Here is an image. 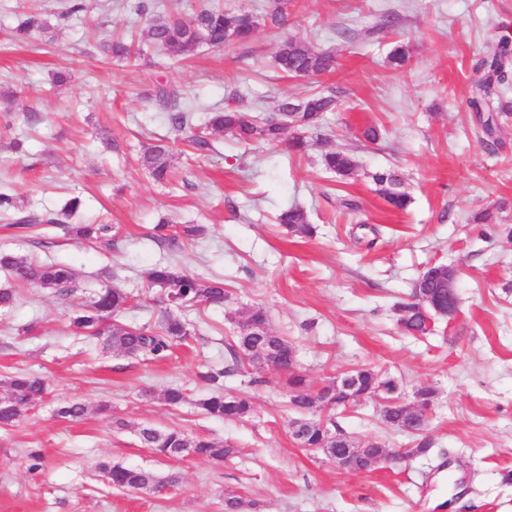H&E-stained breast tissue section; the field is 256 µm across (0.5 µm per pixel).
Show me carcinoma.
Masks as SVG:
<instances>
[{
  "label": "carcinoma",
  "instance_id": "cac0c4a2",
  "mask_svg": "<svg viewBox=\"0 0 512 512\" xmlns=\"http://www.w3.org/2000/svg\"><path fill=\"white\" fill-rule=\"evenodd\" d=\"M288 0H269L263 21L280 27L285 23ZM260 27L256 17L246 11H226L218 5L205 7L187 19L169 17L153 24L143 39L155 48L164 50L174 56L192 52L199 44L207 43L222 47L229 42H241L250 39ZM509 52V41L502 39L495 50L487 55L478 65L485 72V77L477 85V97L472 104L476 111H481L484 103L491 112H507V103L501 99L496 86L504 84L502 58ZM277 69L288 77H305L330 71L334 66L333 56L317 51L294 39L282 40L276 49ZM179 95L166 87H160L156 99L165 112L168 124L174 129H182L189 123L188 111L177 103ZM335 100L330 96L312 95L295 102L286 99L276 111L267 113L241 112L226 108L222 112H210L205 124L215 132L229 133L244 141H262L279 143L287 138L288 129L285 122L289 118L285 110H301L300 129L317 125L323 113L334 109ZM171 157L164 144L149 147L142 158V165L149 176L163 182L169 173ZM326 169L339 178H346L356 169L354 159L342 151L331 150L323 155ZM379 186L378 192L392 207L404 210L410 202L408 194L397 192L394 187L398 178L391 173L382 172L373 175ZM277 221L287 232L311 237L315 228L310 223L306 211L299 206H289L280 211ZM111 231L109 224H77L71 232L85 240L107 239ZM0 269L8 272L19 285H34L51 290L62 297H70L76 292L75 271L65 265L47 264L29 261L9 252H0ZM150 286L163 291V300L170 309L158 322V325L135 326L118 321L116 315L125 309L129 296L120 288L105 286L94 300L80 308L70 319V328L88 336L103 339L106 347L129 357L147 360H159L166 357V352L173 346L189 339V323L181 316L179 310L193 304L221 306L227 300L224 283L205 281L189 275L172 265H159L148 272ZM399 324L412 336L427 334L428 318L413 303L399 306ZM266 314L260 309L247 310L238 322L234 343L229 345L233 364L217 374L209 375V381L216 382L225 375L234 374L240 360H252L259 354L278 364L283 371L290 372L288 379L289 403L302 414H311L316 408L312 389L304 375L293 371L296 363L295 347L288 339L268 330ZM359 389L373 395L388 394L392 389V378L382 375L371 368H357ZM3 396L0 397V425L11 426L19 420L21 410L41 399L46 392L45 380L32 374H18L0 382ZM199 407L208 415L227 421L240 420L252 412L250 401L244 396H232L216 389L209 397L200 400ZM294 435L305 448L320 450L324 453L334 452L338 448H352L353 441L332 419H317L310 424L306 436L300 430ZM141 442L153 452L165 457H177L187 451L195 457L224 460L232 457L236 449L228 443L203 437H190L177 430H160L144 426L139 430ZM382 447L376 441H369L362 446L361 453L354 459L357 469L367 465L368 460L378 456ZM107 482L116 489L154 493L164 486H173L178 477L171 474L165 478L154 472L119 464L101 466Z\"/></svg>",
  "mask_w": 512,
  "mask_h": 512
}]
</instances>
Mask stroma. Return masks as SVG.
<instances>
[{
  "label": "stroma",
  "instance_id": "obj_1",
  "mask_svg": "<svg viewBox=\"0 0 512 512\" xmlns=\"http://www.w3.org/2000/svg\"><path fill=\"white\" fill-rule=\"evenodd\" d=\"M212 1L258 17L267 2L144 0L139 14L131 0H85L71 14L68 0H0V114L13 115L0 129V192L19 207L0 214V251L69 266L78 286L66 299L21 286L0 308V382L30 372L48 385L0 427V512H224L228 493L244 500L242 512H512V112L499 114L488 147L471 105L477 62L512 40V0H290L281 27L260 26L244 44H202L185 56L146 45L128 59L102 50L168 8L186 16ZM30 14L48 27L18 42ZM285 36L334 54V69L282 77L274 53ZM400 44L408 61L397 68L387 56ZM59 72L69 79L57 86ZM161 86L188 100L194 118L183 131L159 111ZM317 92L334 95L336 109L305 131L300 151L203 127L205 113L227 105L271 112ZM369 126L379 131L372 143L362 136ZM201 134L209 147L193 152ZM160 142L172 157L163 184L141 164ZM330 149L354 156L350 177L324 170ZM382 171L410 195L407 209L380 197L373 176ZM74 198L80 207L67 224L14 225L17 214L54 213ZM349 199L359 211L346 208ZM292 204L307 211L314 237L277 224ZM484 211L491 221H480ZM103 223L112 227L108 246L65 230ZM162 223L204 232L158 243L151 229ZM158 263L222 279L229 296L220 307L184 310L185 346L143 361L70 330L73 311L107 285L133 296L120 321L155 324L160 291L147 274ZM438 265L456 272L458 311L435 318L426 335H404L396 306ZM250 309L295 346L296 369L313 388L370 366L397 380L405 400L434 389L432 455L362 474L339 469L294 439L287 374L250 363L223 384L249 397L251 415L203 414L196 402L212 387L200 375L228 365L234 321ZM170 386L183 387L187 403L166 405ZM73 400L88 408L76 422L58 414ZM382 406L366 396L334 418L356 445L415 446V436L382 420ZM147 425L224 441L236 453L221 462L160 456L140 442ZM103 462L179 482L160 493L117 490L99 473Z\"/></svg>",
  "mask_w": 512,
  "mask_h": 512
}]
</instances>
